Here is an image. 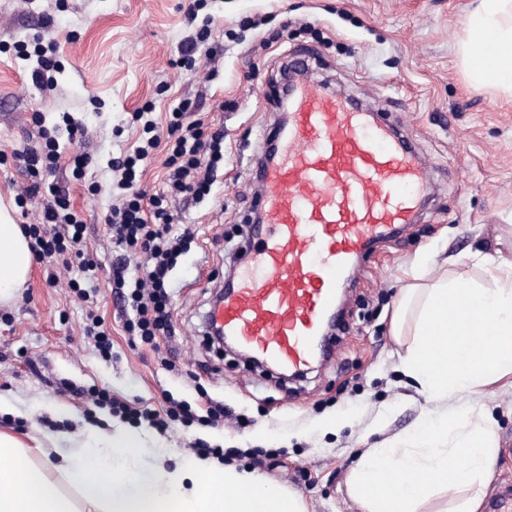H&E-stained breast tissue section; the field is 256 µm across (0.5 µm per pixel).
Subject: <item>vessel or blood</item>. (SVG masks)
I'll return each instance as SVG.
<instances>
[{"mask_svg":"<svg viewBox=\"0 0 512 512\" xmlns=\"http://www.w3.org/2000/svg\"><path fill=\"white\" fill-rule=\"evenodd\" d=\"M278 138L280 153L261 173L250 263L215 320L241 348L299 374L324 348L354 258L414 222L427 172L390 126L310 86L292 99Z\"/></svg>","mask_w":512,"mask_h":512,"instance_id":"obj_1","label":"vessel or blood"}]
</instances>
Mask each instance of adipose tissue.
Instances as JSON below:
<instances>
[{"label":"adipose tissue","mask_w":512,"mask_h":512,"mask_svg":"<svg viewBox=\"0 0 512 512\" xmlns=\"http://www.w3.org/2000/svg\"><path fill=\"white\" fill-rule=\"evenodd\" d=\"M472 79L512 95V0H477L459 46ZM33 263L28 239L0 208V298L22 287ZM493 285L441 278L405 288L394 311L402 335L416 310L414 340L398 353L427 403L404 435L359 450L346 490L358 512H425L436 493L458 499L456 512H480L499 456L498 435L478 401L512 386V261L491 263ZM468 302L451 314L448 303ZM89 445L62 458L60 489L15 436L0 433V512H305L300 498L260 483L254 472L180 462L139 438L93 432Z\"/></svg>","instance_id":"adipose-tissue-1"}]
</instances>
